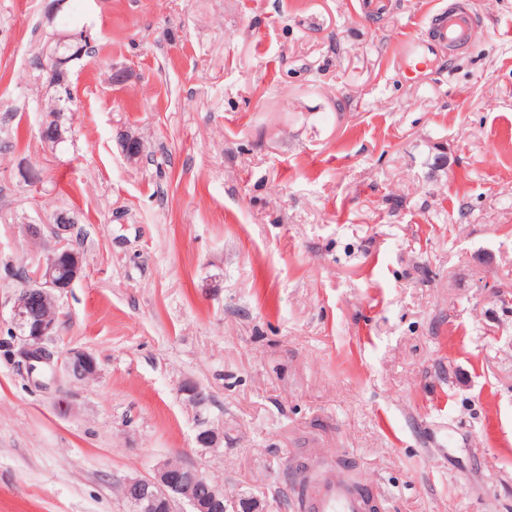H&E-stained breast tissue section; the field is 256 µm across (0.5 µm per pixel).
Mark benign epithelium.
<instances>
[{
  "mask_svg": "<svg viewBox=\"0 0 512 512\" xmlns=\"http://www.w3.org/2000/svg\"><path fill=\"white\" fill-rule=\"evenodd\" d=\"M50 231L55 245L39 264L32 282L17 291L12 307L14 333L21 340L17 356L31 373L54 365L55 352L47 346L49 337L56 332L54 299L71 288L83 267L79 253L67 252L64 263L58 253L69 243L72 231L69 219L61 217L58 223L51 225ZM63 364L69 374L76 371L92 375L96 370L93 358L79 350L67 352ZM204 479V474L196 467L186 470L181 464L165 460L158 464L153 476L126 478L121 487L123 497L131 504L152 501L170 510L173 503L183 499L193 512H225L224 488L213 491L208 499L196 497L195 485Z\"/></svg>",
  "mask_w": 512,
  "mask_h": 512,
  "instance_id": "7a95c632",
  "label": "benign epithelium"
}]
</instances>
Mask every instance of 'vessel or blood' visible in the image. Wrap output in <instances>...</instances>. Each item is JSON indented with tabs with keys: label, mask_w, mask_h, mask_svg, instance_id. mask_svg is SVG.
<instances>
[{
	"label": "vessel or blood",
	"mask_w": 512,
	"mask_h": 512,
	"mask_svg": "<svg viewBox=\"0 0 512 512\" xmlns=\"http://www.w3.org/2000/svg\"><path fill=\"white\" fill-rule=\"evenodd\" d=\"M422 23L427 29L426 41L406 38L398 46L400 55L421 64L425 63L428 54L463 41L474 24V18L463 8L454 11L438 9L425 16ZM309 508L311 512H363L364 504L360 493L338 481L323 485L312 496Z\"/></svg>",
	"instance_id": "obj_1"
}]
</instances>
